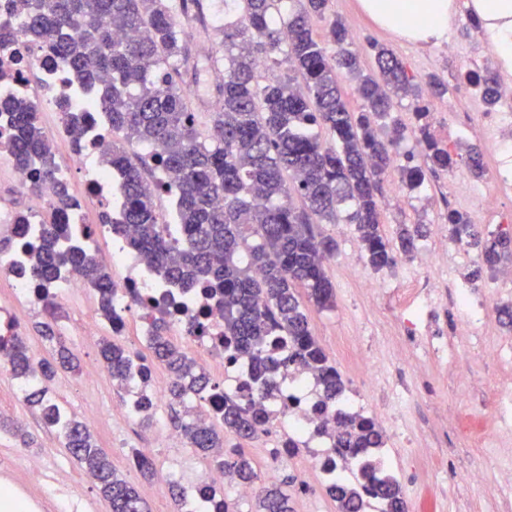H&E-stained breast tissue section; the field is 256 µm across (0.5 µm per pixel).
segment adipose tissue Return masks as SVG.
Listing matches in <instances>:
<instances>
[{
  "instance_id": "obj_1",
  "label": "adipose tissue",
  "mask_w": 512,
  "mask_h": 512,
  "mask_svg": "<svg viewBox=\"0 0 512 512\" xmlns=\"http://www.w3.org/2000/svg\"><path fill=\"white\" fill-rule=\"evenodd\" d=\"M361 9L395 36L421 44L444 39L452 19L449 0H360ZM505 69L512 71V0H475Z\"/></svg>"
}]
</instances>
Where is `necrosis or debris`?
<instances>
[{"instance_id": "1", "label": "necrosis or debris", "mask_w": 512, "mask_h": 512, "mask_svg": "<svg viewBox=\"0 0 512 512\" xmlns=\"http://www.w3.org/2000/svg\"><path fill=\"white\" fill-rule=\"evenodd\" d=\"M4 21L11 24V36L7 44L0 47V99L32 96L42 111L59 112L67 108L87 113L88 122L81 130L83 148L75 154L71 167L58 171L56 178L67 182L73 174H80L85 191L99 198L104 208H111L118 176L100 171L92 164L94 158L112 145L104 113L90 111L91 94L66 76L45 44L34 43L24 35L16 14L6 0H0V23ZM53 198L54 186L50 183L40 188L41 207L37 210L22 213L9 199L0 198V239L10 242L8 249L0 251V281L8 282L11 288L10 300L0 302V331H18L44 308L43 300L22 271L26 261L22 243L38 235L44 222L42 210L50 206ZM109 261L120 274L112 299L120 319H127L128 301L135 294L139 297L136 307L142 324H149L159 301L167 305L166 320L173 335H183L189 321L198 320L201 329L190 343L203 351V365L220 372L233 394L266 410L263 428L274 431L277 445L284 449L288 460L306 461L314 478L327 481L329 474L325 463L336 456L337 416L359 413L358 396L348 395L338 409L322 407L317 374L312 367L287 364L289 345L285 342L274 348V356L282 366L275 376L273 389L258 392L250 380L251 362L230 357L224 349V309L217 300L200 292L186 294L174 288L151 273L138 255L116 251ZM437 277L447 280L455 290L453 300L461 310L457 324L459 334L475 336L484 331L485 303L475 298L470 282L459 277L457 267H442ZM408 281L409 297L396 311L399 324L407 335L425 339V348L433 359L450 365L458 363L460 354L449 347L447 339L430 334V311L437 296L435 287L418 284L413 274Z\"/></svg>"}]
</instances>
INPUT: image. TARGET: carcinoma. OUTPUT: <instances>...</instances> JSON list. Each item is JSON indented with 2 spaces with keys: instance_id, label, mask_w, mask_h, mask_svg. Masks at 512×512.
Listing matches in <instances>:
<instances>
[{
  "instance_id": "obj_1",
  "label": "carcinoma",
  "mask_w": 512,
  "mask_h": 512,
  "mask_svg": "<svg viewBox=\"0 0 512 512\" xmlns=\"http://www.w3.org/2000/svg\"><path fill=\"white\" fill-rule=\"evenodd\" d=\"M26 36L49 43L60 64L93 92L97 110L105 113L110 131H119L142 146L157 145L150 156L161 177L149 184L146 160L119 146L103 162L121 176L117 187L120 221L107 212L101 223L121 235L125 247L141 255L169 283L201 288L224 300V349L255 363L256 388L273 386L280 363L265 356L272 336L288 337L289 360L311 366L319 374L325 399L338 402L346 389L339 371L329 364L311 333L298 289L319 309L335 303L326 263L336 253V240L321 236L314 224H334L338 208L349 205L346 220L356 225L364 259L374 270L397 264L426 237L423 224H402L388 238L380 222L378 196L382 177L393 165L392 150L405 139L406 126L394 122L392 134L378 135L375 119L389 114L393 97L419 91L395 54L375 49L379 76H361L356 87L364 109L348 110L339 89L342 73L353 74L358 58L348 49L347 32L334 20L327 50L309 27L312 14H322L328 0H224V80L218 110L207 132L187 102L182 62L186 55L175 0H12ZM282 58L289 74L260 80L263 58ZM483 87L484 101L498 102L497 78L491 71L468 74ZM16 134L8 160L31 170L39 183L52 182L57 165L51 139L38 124L37 106L28 98L0 102ZM326 129L332 142L312 133ZM419 142L434 173L454 168L448 147L430 138L419 125ZM172 197L177 233L160 222L156 195ZM298 196L303 207L293 205ZM78 205L68 186L56 183L53 221L43 225L35 242L25 243L27 276L43 288L63 269L78 272L94 291L107 323L115 284L108 269L77 243L64 245L62 220ZM453 238L468 239L477 251L479 268L495 270L512 262V234H483L468 216L450 210L444 216ZM41 335L58 344L55 362L35 361L24 337L0 335V358L18 379L32 381L25 401L40 411L46 426L63 439L70 457L92 476L111 504V512H147L137 491L112 469V462L83 422L50 396L57 368L74 371L70 350L56 336L54 321L41 323ZM148 349L152 360L106 341L101 357L118 384L128 381L138 360L146 379L153 361L171 373L170 396L178 403L222 397L216 419L181 423L188 447L210 460L211 468L231 481L254 484L257 472L242 448L224 452L217 425L241 438L262 431L265 414L211 383L210 377L170 335L162 318L151 322ZM336 447L353 460L356 471L327 484L338 512H361L362 496L378 500L379 512H404L399 483L375 460L384 446L383 432L363 414L342 416ZM184 512H228L224 493L211 490L188 499L177 482ZM260 512H292L288 495L271 486L258 494Z\"/></svg>"
}]
</instances>
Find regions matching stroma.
Returning a JSON list of instances; mask_svg holds the SVG:
<instances>
[{
	"label": "stroma",
	"mask_w": 512,
	"mask_h": 512,
	"mask_svg": "<svg viewBox=\"0 0 512 512\" xmlns=\"http://www.w3.org/2000/svg\"><path fill=\"white\" fill-rule=\"evenodd\" d=\"M334 19L347 28L352 50L360 52L362 72L377 70L368 48L369 43L375 42L392 49L409 74L419 78L433 75L447 84V94L439 98L426 95L418 100L411 96L395 98L392 112L376 119L375 127L382 135L388 134L397 120L407 127L406 137L395 154L397 164L384 177L379 209L387 236H394L402 224L427 225L428 234L418 249L428 253L429 263L417 267L418 276L430 275L434 268L454 262L461 276L469 277L478 262L474 248L468 246L461 253L446 254L434 246L437 234L448 230L444 222L447 210L456 209L477 218L480 230L486 233L500 232V225L489 224L487 217L478 216V197L454 195L447 174L426 173L420 185L412 186L401 181L399 168L424 162L413 115L421 103L430 112L431 136L450 148L457 161L456 172L467 174L465 160L469 149L479 147L487 170L481 183L487 190H494L492 141L478 133L462 136L457 132L464 114L486 111L487 106L484 101L458 94L457 88L464 84L467 72L500 71L496 49L489 39H475L468 15L458 12L448 27L456 47L452 59L445 54L443 46L424 47L380 29L360 10L359 0H328L324 15L312 17L310 21L314 37L325 40L329 23ZM179 20L187 47L184 79L191 90L189 105L205 128L210 124L224 77V36L220 32L224 25V0H188ZM320 230L336 241V253L326 266L336 299L328 309L308 306L310 328L347 388L355 387L358 376L347 352L350 339L360 338L363 354L370 356L373 384L362 390L365 413L388 437V464L401 487L407 512H512V496L501 491L505 473L512 470V454L490 448L486 439L493 426L491 411L496 397L504 383H512V363L494 359L488 355L487 348L511 336L512 329L503 326L494 313L483 336L458 335L459 311L452 289L444 287L430 323L433 330L447 337L449 345L460 351L462 360L444 366L417 355L393 312V291L403 286L409 267L416 266L414 258L400 257L395 267L376 271L366 265L363 256L350 254L352 241L358 236L354 225L324 224ZM366 277L383 285L376 298H368L365 289L359 286ZM83 301L80 308L64 304L60 317L71 329L67 342L78 355L81 369L76 374H59L51 385V394L76 419H83L88 411H99L103 423L94 429L93 435L111 456L117 474L136 488L149 512H178L171 494H158L156 478L143 476L135 468L132 450L150 457L157 471L173 472L191 494L209 471V463L193 449L185 447L174 454L162 447L163 435L177 428L168 404H161L147 425L119 418L118 413L128 398L126 390L115 385L111 378L89 375L92 367L101 362L100 344L83 340L79 331L87 316L86 308L95 303L96 297L89 292ZM400 381L419 391L411 408L402 413L407 424L402 434L396 432L391 413L381 408L382 393ZM16 384V378L0 370V416L26 419L27 429L37 441L35 451L42 456L49 476L81 478L84 471L67 454L62 439L44 428L38 413L23 398L15 396ZM272 443V437L262 433L245 441L230 432L224 435L225 449L238 446L245 449L260 476V484L283 485L294 512H337L336 502L323 483L313 479L306 462H280ZM475 469L484 473V481L465 482V475Z\"/></svg>",
	"instance_id": "stroma-1"
}]
</instances>
